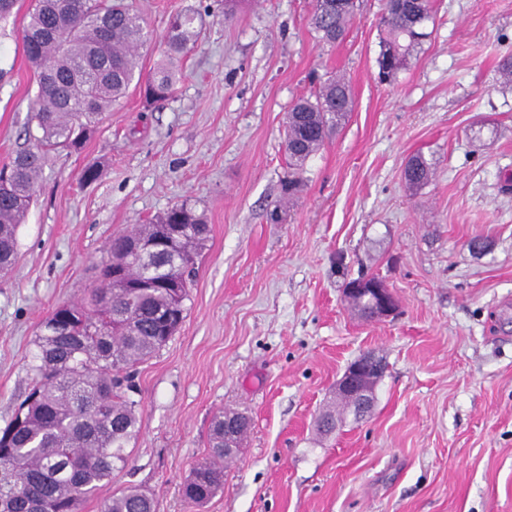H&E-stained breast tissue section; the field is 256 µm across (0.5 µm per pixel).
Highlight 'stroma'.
Segmentation results:
<instances>
[{"label": "stroma", "mask_w": 512, "mask_h": 512, "mask_svg": "<svg viewBox=\"0 0 512 512\" xmlns=\"http://www.w3.org/2000/svg\"><path fill=\"white\" fill-rule=\"evenodd\" d=\"M130 2L146 19L143 72L166 63L173 15H195L199 39L166 101L130 87L80 152L48 154L0 279V429L35 376L45 317L97 286L112 237L185 202L211 226L186 318L138 366L130 462L82 512L127 486L156 512H512V83L498 71L512 0H432L429 38L387 83L384 0H361L332 47L312 0H245L229 20L222 0ZM22 20L0 21V164L35 127ZM335 73L354 109L285 195L286 114ZM417 155L432 176L412 188ZM361 275L391 289L393 316L353 313L343 291ZM366 353L386 365L372 411L320 435ZM228 409L251 430L199 508L182 485Z\"/></svg>", "instance_id": "stroma-1"}]
</instances>
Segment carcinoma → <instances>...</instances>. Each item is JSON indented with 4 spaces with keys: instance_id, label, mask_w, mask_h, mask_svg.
Wrapping results in <instances>:
<instances>
[{
    "instance_id": "cac0c4a2",
    "label": "carcinoma",
    "mask_w": 512,
    "mask_h": 512,
    "mask_svg": "<svg viewBox=\"0 0 512 512\" xmlns=\"http://www.w3.org/2000/svg\"><path fill=\"white\" fill-rule=\"evenodd\" d=\"M314 0L311 24L320 42L343 39L356 0ZM431 0H404L383 17L379 69L393 78L428 36ZM194 18L178 14L166 35L168 62L143 75L139 49L144 22L126 0H30L21 30L25 57L37 75L32 120L38 134L16 151L9 176L0 179V276L12 267L4 258L16 251V232L34 198L47 154L58 148L80 151L101 117L112 110L132 82L145 102L165 100L175 82L173 61L195 42ZM352 90L342 76L325 81L299 99L286 114L285 149L289 165L303 172L323 146L329 131L352 109ZM420 156L405 169V179L420 186L430 177ZM165 224H188L190 231L172 247L174 257L159 258L149 269L129 254L127 240L152 242ZM210 226L182 203L130 234L110 241L108 260L99 271V286L81 304L56 307L38 336L40 364L25 399L0 431V512H82L83 505L129 463L128 446L136 437L138 403L134 367L146 362L178 331L188 297L185 273L205 246ZM179 280L175 296L162 284L138 288L146 275ZM240 431L224 432V416L213 419L208 457L188 476L183 492L200 505L224 486V464L237 457L250 430L247 413ZM99 512H155L152 495L128 487L100 503Z\"/></svg>"
}]
</instances>
